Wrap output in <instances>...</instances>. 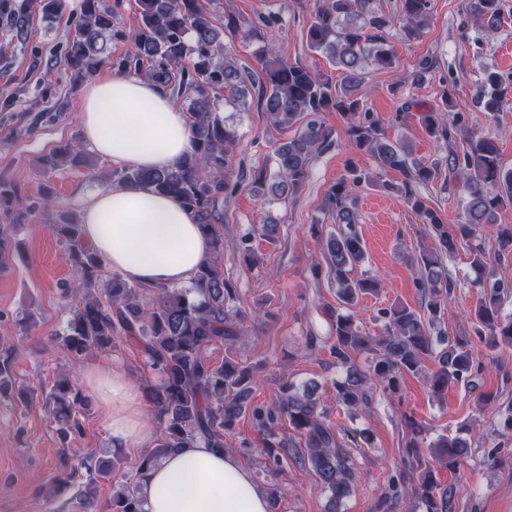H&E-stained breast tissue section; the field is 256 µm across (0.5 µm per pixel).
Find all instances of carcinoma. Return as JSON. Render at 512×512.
Listing matches in <instances>:
<instances>
[{"label":"carcinoma","instance_id":"carcinoma-1","mask_svg":"<svg viewBox=\"0 0 512 512\" xmlns=\"http://www.w3.org/2000/svg\"><path fill=\"white\" fill-rule=\"evenodd\" d=\"M139 5L141 23L133 34L139 54L113 58L112 68L187 96L190 149L174 168L116 170L112 182L180 199L193 213L206 239L208 256L187 288H145L112 272L108 288L103 289L106 261L85 241L79 220L62 217L54 225V232L66 249L74 282L73 288L65 292L73 304L59 344L74 360L106 352L120 338L139 344L157 375L151 393L161 423L158 444L143 457L139 469L178 448L198 443L226 449L244 415L251 417L266 436V461L276 469L280 456L275 449L285 447L276 423L285 419L303 437L294 459L309 468L328 493L326 512H344V501L358 473L350 450L337 437L316 397L318 384L299 389L285 383L274 405L257 406L251 401L250 366L229 358L224 365L214 366L204 356L207 348L234 341L243 333L242 314L232 309L236 288L224 277L223 217L216 211L219 196L234 192L240 184L226 173L227 152L236 142L237 131L224 118L220 106H244L249 87L255 86L263 112L275 127L284 130L306 120L301 130L275 145L277 175L271 191L279 196L294 195L302 188L312 155L325 139L323 126L314 114L330 109L340 112L348 120V143L354 150L371 156L384 171L403 173V182L397 186L385 184L383 188L403 195L435 238L436 248L421 247L412 257L425 293L421 310L402 303L391 306L384 311V331L374 336L364 332L352 314L328 309L333 332L326 343L336 367L345 372L344 379L336 382V402L351 411L370 405V389L376 385L396 392L403 376L419 372L425 357L438 359L437 369L426 376L432 393L439 395L459 383L477 388L474 379L481 364L474 356V340L459 336L447 342L434 335L455 288L444 261L468 246L471 266L486 269V253L481 245L472 244V238L481 225L497 224L499 210L507 202L512 204V168L503 166L492 137L470 131L469 150L463 155L459 173L465 221L450 228L415 191L416 185L435 178L437 166L416 161L409 143L389 140L370 115H360L361 99L355 92L361 90L368 69L387 68L394 62L386 44V30L398 24L407 38L419 37L428 24L429 0H399L397 15L374 9L370 0H316L307 29L308 47L341 71L343 78L338 85L299 63L284 60L269 45L262 46L258 54L260 72L236 66L223 40L224 31H239L237 19L232 14L225 16L220 30L199 0H139ZM30 7L28 0H14L10 5L15 28L21 33L27 27ZM82 9L83 22L74 31L66 58L67 66L79 78L94 74L105 61L108 38L122 36L114 29L112 12L100 0H83ZM474 13L488 35L501 26L500 0H474ZM500 82L494 68L484 70L479 107L489 116L504 106ZM447 112L438 108L421 116L429 134L438 140L450 137ZM67 165L86 166L88 161L69 145L43 160L47 172ZM367 179V173L353 165L348 177L330 186L324 198L325 209L336 214V230L322 240L327 276L336 281L338 303L345 309L355 306L362 295L379 290L377 280L353 276L354 269L365 260L353 191ZM257 234L274 242L278 225L262 224L241 238L237 249L251 264L255 263V252L250 240ZM496 243L498 257L512 256V224H498ZM477 287L480 293L471 311L477 340L488 351L512 348V317L502 316L512 286L494 278L491 272L488 280L477 282ZM363 353L371 355L365 367L355 361ZM16 358L14 349L0 352V391L13 383ZM51 400L57 432L67 441L81 432L79 415L89 406V399L75 376L65 374L56 381ZM478 402L483 407H494L502 431L512 433V403L504 406L492 393L478 394ZM403 423L407 430L403 464L420 473L419 483L411 488L412 495L423 503L426 512H454L458 488L439 484L434 468L459 469L471 448L465 436L468 427L429 442L425 424L407 415ZM500 432L493 436H500ZM119 464L118 458L94 464L87 460L62 461L53 480L62 489L78 488L79 498L88 502L98 479L109 476ZM145 496L139 474L133 486L112 496L111 512H143Z\"/></svg>","mask_w":512,"mask_h":512}]
</instances>
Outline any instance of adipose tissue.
<instances>
[{"label":"adipose tissue","mask_w":512,"mask_h":512,"mask_svg":"<svg viewBox=\"0 0 512 512\" xmlns=\"http://www.w3.org/2000/svg\"><path fill=\"white\" fill-rule=\"evenodd\" d=\"M84 144L124 168L175 167L190 147L184 112L155 84L113 74L81 90ZM85 240L112 271L147 288L190 285L207 245L195 217L175 197L110 187L78 202ZM82 382L96 397L112 443L141 448L154 435L138 390L106 359L89 362ZM144 512H269L266 489L234 454L198 444L144 472Z\"/></svg>","instance_id":"adipose-tissue-1"}]
</instances>
